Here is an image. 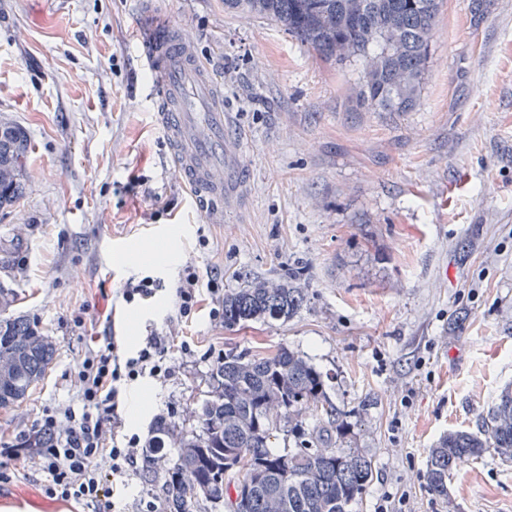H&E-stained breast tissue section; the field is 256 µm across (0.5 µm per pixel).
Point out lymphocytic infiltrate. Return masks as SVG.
Returning <instances> with one entry per match:
<instances>
[{
    "instance_id": "f902f5d3",
    "label": "lymphocytic infiltrate",
    "mask_w": 512,
    "mask_h": 512,
    "mask_svg": "<svg viewBox=\"0 0 512 512\" xmlns=\"http://www.w3.org/2000/svg\"><path fill=\"white\" fill-rule=\"evenodd\" d=\"M223 280L214 274L204 281L194 268H185L175 285L176 318L196 310L201 290L218 293ZM169 343L168 334L153 330L127 355L119 353L113 338L91 350L78 371L79 407L47 411L0 454L32 459L53 498L81 502L88 512H117L137 470L141 444L139 435L122 427V396L139 378L172 376Z\"/></svg>"
}]
</instances>
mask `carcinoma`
I'll use <instances>...</instances> for the list:
<instances>
[{"instance_id": "1", "label": "carcinoma", "mask_w": 512, "mask_h": 512, "mask_svg": "<svg viewBox=\"0 0 512 512\" xmlns=\"http://www.w3.org/2000/svg\"><path fill=\"white\" fill-rule=\"evenodd\" d=\"M224 8L267 19L318 57L361 62L354 101L362 112H408L419 101L440 0H224ZM30 141L18 126L0 130V207L17 201L27 181ZM302 289L290 282L252 283L224 295V325L286 321ZM54 357V347L20 316L0 318V408L24 398ZM211 395L195 408L198 426L182 435L163 476L168 512H193L200 501L226 512H351L373 479L372 460L348 444L346 412L325 390L321 372L281 347L267 356L229 351L211 373ZM336 428V447L309 428L307 413ZM284 432L294 448L272 449ZM492 451L512 461V388L505 389L479 433H448L431 450L430 491L448 496L462 464ZM242 495L232 499V491Z\"/></svg>"}]
</instances>
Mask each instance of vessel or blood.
Wrapping results in <instances>:
<instances>
[{
  "mask_svg": "<svg viewBox=\"0 0 512 512\" xmlns=\"http://www.w3.org/2000/svg\"><path fill=\"white\" fill-rule=\"evenodd\" d=\"M138 39L176 177L204 200L237 198L249 177L241 161L245 136L227 124L189 37L172 19L155 15Z\"/></svg>",
  "mask_w": 512,
  "mask_h": 512,
  "instance_id": "vessel-or-blood-1",
  "label": "vessel or blood"
}]
</instances>
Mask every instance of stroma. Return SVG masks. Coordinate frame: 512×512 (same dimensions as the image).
Returning a JSON list of instances; mask_svg holds the SVG:
<instances>
[{
    "label": "stroma",
    "instance_id": "1",
    "mask_svg": "<svg viewBox=\"0 0 512 512\" xmlns=\"http://www.w3.org/2000/svg\"><path fill=\"white\" fill-rule=\"evenodd\" d=\"M195 45L231 126L245 133L242 203L211 223L167 165L164 134L132 30L139 0H0V119L31 140L28 182L0 210V285L12 312L48 336L44 377L0 410L11 443L45 410L75 404L73 379L105 336L134 350L174 313L184 267L225 291L294 278L306 300L288 321L227 327L198 310L176 377L130 391L125 429L142 441L157 414L176 432L211 391L214 358L286 347L326 377L352 445L375 471L352 512H512V462L464 463L447 496L426 481L431 448L478 432L512 384V0H443L420 104L359 112L357 65L324 62L276 24L224 0H154ZM157 277L147 304L128 279ZM178 448L129 482L126 512L158 494ZM0 512H88L50 498L27 461L0 456Z\"/></svg>",
    "mask_w": 512,
    "mask_h": 512
}]
</instances>
